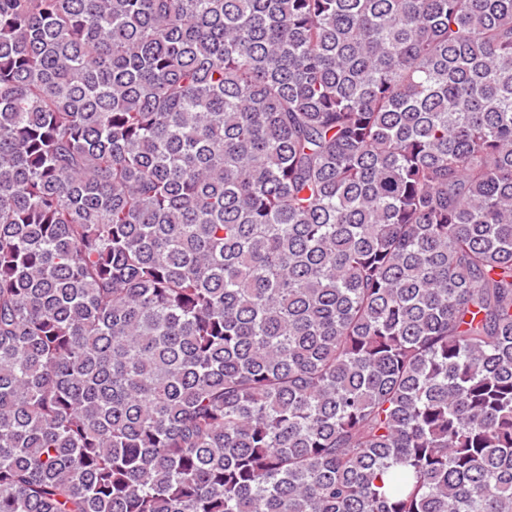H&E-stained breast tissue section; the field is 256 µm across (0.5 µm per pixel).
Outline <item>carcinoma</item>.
I'll use <instances>...</instances> for the list:
<instances>
[{
    "label": "carcinoma",
    "instance_id": "cac0c4a2",
    "mask_svg": "<svg viewBox=\"0 0 512 512\" xmlns=\"http://www.w3.org/2000/svg\"><path fill=\"white\" fill-rule=\"evenodd\" d=\"M0 512H512V0H0Z\"/></svg>",
    "mask_w": 512,
    "mask_h": 512
}]
</instances>
